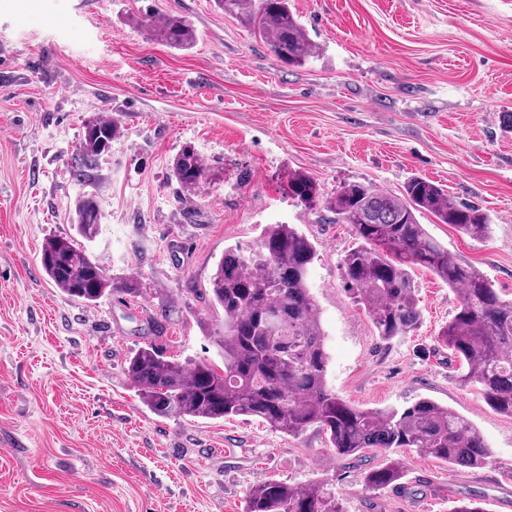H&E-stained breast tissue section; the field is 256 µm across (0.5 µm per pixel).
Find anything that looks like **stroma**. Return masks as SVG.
I'll return each mask as SVG.
<instances>
[{
    "mask_svg": "<svg viewBox=\"0 0 512 512\" xmlns=\"http://www.w3.org/2000/svg\"><path fill=\"white\" fill-rule=\"evenodd\" d=\"M318 50L282 64L214 0H0V512H243L267 479L332 482L346 512H451L475 495L512 512V417L460 383L438 341L457 294L413 273L421 320L381 341L340 262L349 225L323 224L292 198L302 173L321 198L357 181L393 194L413 177L480 207L488 239L430 213L419 221L512 298V0H291ZM187 19V50L151 41L158 13ZM120 126L88 177L71 168L85 120ZM207 176H170L184 145ZM97 200L84 247L139 296L68 299L43 273L46 238L75 237V207ZM294 224L316 249L309 284L330 354L328 384L361 408L429 398L468 419L493 455L480 468L404 449L338 458L311 428L288 436L251 417L153 414L130 383L134 352L157 341L223 369L224 312L204 291L230 246ZM167 315L152 338L151 319ZM395 461L401 485L363 475Z\"/></svg>",
    "mask_w": 512,
    "mask_h": 512,
    "instance_id": "35a3bbf8",
    "label": "stroma"
}]
</instances>
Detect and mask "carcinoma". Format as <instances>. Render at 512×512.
I'll use <instances>...</instances> for the list:
<instances>
[{"mask_svg": "<svg viewBox=\"0 0 512 512\" xmlns=\"http://www.w3.org/2000/svg\"><path fill=\"white\" fill-rule=\"evenodd\" d=\"M224 13L251 26L283 64L300 66L316 49L290 0H216ZM150 36L174 49L197 38L184 17L158 14ZM119 133L118 124L90 117L75 158L76 171L93 167ZM171 176L190 192L205 176L195 148L187 144L173 159ZM288 189L307 204L317 197L316 182L295 175ZM336 224H348L358 241L340 267L352 292L377 330L390 341L408 335L421 313L413 271L432 272L459 294V304L439 339L467 365L462 381L478 389L493 410L512 417V299L504 298L470 264L448 254L418 215L428 212L474 239L489 233L487 215L458 202L448 191L421 177L391 194L361 182H345L326 202ZM77 231L90 240L99 225L94 196L76 208ZM316 252L293 224H270L248 250H224L210 277L207 295L224 311L221 349L224 370L205 361L182 363L153 345L129 358L126 373L147 408L174 419H260L270 429L296 436L311 427L328 435L336 454L355 459L366 448H408L450 465L479 467L491 451L472 424L456 411L422 398L399 411L365 409L336 397L327 382L329 353L319 309L308 282ZM44 274L72 300L91 303L113 294L139 292L133 279L111 280L90 254L69 237L46 239L40 250ZM402 473L390 462L364 472L366 489L399 484ZM245 512H346L326 481L284 483L268 479L252 485Z\"/></svg>", "mask_w": 512, "mask_h": 512, "instance_id": "cac0c4a2", "label": "carcinoma"}]
</instances>
